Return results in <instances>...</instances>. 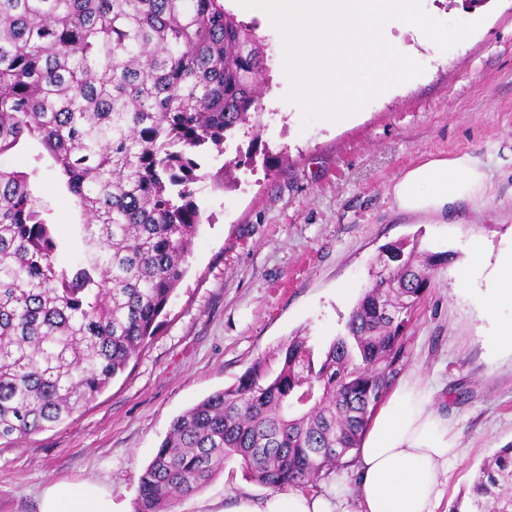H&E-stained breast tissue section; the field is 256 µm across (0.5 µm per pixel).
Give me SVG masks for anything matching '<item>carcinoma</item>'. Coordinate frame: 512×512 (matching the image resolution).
<instances>
[{
	"instance_id": "carcinoma-1",
	"label": "carcinoma",
	"mask_w": 512,
	"mask_h": 512,
	"mask_svg": "<svg viewBox=\"0 0 512 512\" xmlns=\"http://www.w3.org/2000/svg\"><path fill=\"white\" fill-rule=\"evenodd\" d=\"M263 53L223 0H0V155L39 142L83 217L82 253L59 268L30 174L0 166V441L71 416L155 335L202 224L201 160L257 130ZM392 259L320 356L294 336L277 372L257 361L177 416L133 512H166L232 459L308 492L342 466L400 372L439 255ZM471 499L512 512V444Z\"/></svg>"
}]
</instances>
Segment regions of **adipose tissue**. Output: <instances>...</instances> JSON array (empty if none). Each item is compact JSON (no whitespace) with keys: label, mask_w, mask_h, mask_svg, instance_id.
Instances as JSON below:
<instances>
[{"label":"adipose tissue","mask_w":512,"mask_h":512,"mask_svg":"<svg viewBox=\"0 0 512 512\" xmlns=\"http://www.w3.org/2000/svg\"><path fill=\"white\" fill-rule=\"evenodd\" d=\"M488 189L486 165L464 153L429 158L408 169L392 187L397 208L447 216L463 199L482 200ZM512 246L492 271L484 313L494 327L483 337L512 346ZM458 455V438L432 406L426 387L400 382L375 411L357 450L355 487L337 486L334 495L288 490L255 500L232 497L223 512H437L445 494L441 474ZM39 512H112L111 492L94 482H58L42 493Z\"/></svg>","instance_id":"adipose-tissue-1"}]
</instances>
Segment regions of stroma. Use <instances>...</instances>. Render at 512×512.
<instances>
[{
	"label": "stroma",
	"mask_w": 512,
	"mask_h": 512,
	"mask_svg": "<svg viewBox=\"0 0 512 512\" xmlns=\"http://www.w3.org/2000/svg\"><path fill=\"white\" fill-rule=\"evenodd\" d=\"M422 4L431 15L481 25L445 52L392 31V45L424 73L338 124L303 125L285 99L280 37L258 25L260 128L226 140L223 156L203 159L211 173L240 156L245 162L228 188L199 184L204 222L159 330L88 405L51 428L0 441V512H39L44 488L86 480L110 489L119 512H133L138 477L176 416L236 383L255 361L277 370L294 335L322 353L344 333L377 272L391 267L389 248L404 242L448 256L411 315L400 373L431 390L459 439L439 512H452L482 462L512 443V351L483 344L484 291L459 289L455 280L473 241L490 263L512 242V0ZM35 152L19 148L1 163L32 172L62 244L56 262L65 266L82 248V216L56 172L35 164ZM462 153L488 164L481 202H457L444 219L396 207L392 187L406 170ZM241 492L261 499L271 489L231 460L171 512H218Z\"/></svg>",
	"instance_id": "stroma-1"
}]
</instances>
